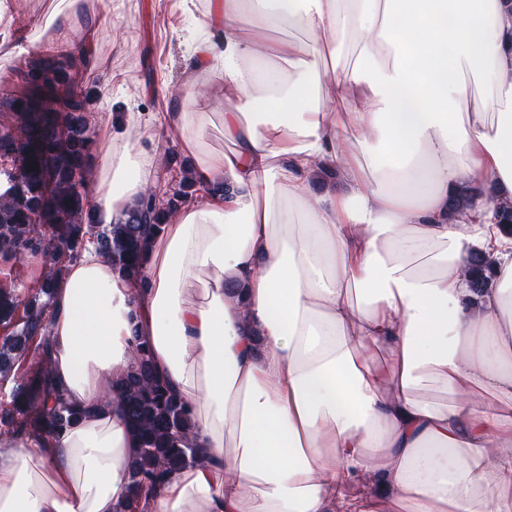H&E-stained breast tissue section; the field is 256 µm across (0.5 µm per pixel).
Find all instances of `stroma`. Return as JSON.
I'll use <instances>...</instances> for the list:
<instances>
[{
	"instance_id": "35a3bbf8",
	"label": "stroma",
	"mask_w": 512,
	"mask_h": 512,
	"mask_svg": "<svg viewBox=\"0 0 512 512\" xmlns=\"http://www.w3.org/2000/svg\"><path fill=\"white\" fill-rule=\"evenodd\" d=\"M55 0H25L14 26H0V82L18 89L30 57L64 55L78 92L87 96L90 111L100 122L96 138L107 135L113 122L128 112L146 119L139 128L142 146L154 157V188H166L181 172L165 167L167 155L180 154L178 141L153 124V117L184 100L186 69L190 63L191 35L204 17L202 0H109L105 22L95 33L72 34L65 48L47 44L40 27ZM43 272L41 259H0V287L13 289L21 302L13 319L0 323V340L12 334L24 316V302Z\"/></svg>"
}]
</instances>
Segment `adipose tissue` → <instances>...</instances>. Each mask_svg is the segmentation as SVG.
<instances>
[{"label":"adipose tissue","instance_id":"1","mask_svg":"<svg viewBox=\"0 0 512 512\" xmlns=\"http://www.w3.org/2000/svg\"><path fill=\"white\" fill-rule=\"evenodd\" d=\"M206 17L191 80L217 79L224 110L192 90L160 125L224 191L179 208L141 283L92 247L67 265L51 375L88 413L47 441L0 436V512L128 503L118 383L138 339L200 451L142 512H512V237L494 219L512 198V0H207ZM102 21L61 0L51 41ZM216 121L231 153L208 142ZM140 123L100 146L104 223L152 182ZM476 249L496 261L481 297L458 267ZM429 382L448 402L421 397ZM365 477L374 492L350 495Z\"/></svg>","mask_w":512,"mask_h":512}]
</instances>
